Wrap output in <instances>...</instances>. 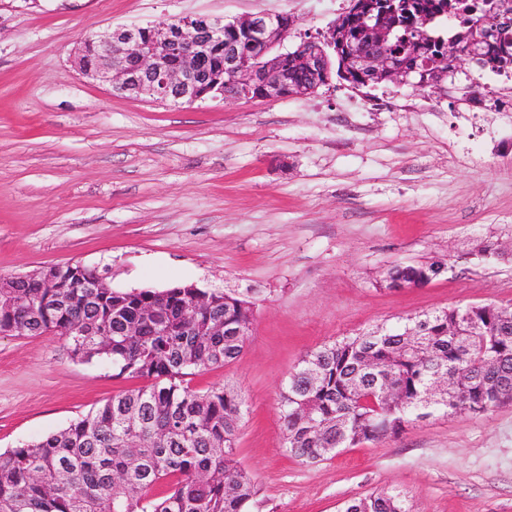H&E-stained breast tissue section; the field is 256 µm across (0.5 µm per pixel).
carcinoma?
I'll use <instances>...</instances> for the list:
<instances>
[{
	"instance_id": "obj_1",
	"label": "carcinoma",
	"mask_w": 512,
	"mask_h": 512,
	"mask_svg": "<svg viewBox=\"0 0 512 512\" xmlns=\"http://www.w3.org/2000/svg\"><path fill=\"white\" fill-rule=\"evenodd\" d=\"M478 0H410L385 20L405 34L418 13L455 19L448 34L433 30L435 48L398 44L401 62L421 67L431 50L475 36L460 11ZM484 68L512 73V59L486 45ZM288 62L293 87L323 85ZM441 261L396 265L381 285L411 276H440ZM50 273L61 287H38ZM54 266L16 288H0V332H52L82 362L106 360L117 376L149 384L106 400L42 440L0 453V512H247L257 493L237 458L245 400L228 386L204 392L191 377L235 361L249 339L251 304L200 288H93ZM141 335H124L125 325ZM222 322L236 336H214ZM438 373L461 375L451 393L425 395ZM512 401V311L488 304L447 308L346 336L306 354L282 380L279 406L286 449L303 464L338 448L400 435L424 417L488 413ZM163 488L154 495L152 491ZM340 512H413L399 493L375 491L344 503Z\"/></svg>"
}]
</instances>
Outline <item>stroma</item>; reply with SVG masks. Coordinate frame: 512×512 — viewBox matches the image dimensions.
Masks as SVG:
<instances>
[{
  "label": "stroma",
  "mask_w": 512,
  "mask_h": 512,
  "mask_svg": "<svg viewBox=\"0 0 512 512\" xmlns=\"http://www.w3.org/2000/svg\"><path fill=\"white\" fill-rule=\"evenodd\" d=\"M350 0H0V276L80 263L112 289L183 284L250 301L229 384L249 512H339L388 489L414 512H512V403L433 417L304 466L283 444L278 387L311 351L453 306L512 305V80L447 87L331 78L305 96L163 104L83 76L81 41L186 15L287 13L284 48L327 35ZM503 253L482 257L481 240ZM443 259L423 288H380L398 264ZM111 365L52 333L0 334V452L37 441L120 392Z\"/></svg>",
  "instance_id": "1"
}]
</instances>
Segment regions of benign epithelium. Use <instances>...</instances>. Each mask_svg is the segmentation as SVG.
Returning <instances> with one entry per match:
<instances>
[{
	"label": "benign epithelium",
	"instance_id": "obj_1",
	"mask_svg": "<svg viewBox=\"0 0 512 512\" xmlns=\"http://www.w3.org/2000/svg\"><path fill=\"white\" fill-rule=\"evenodd\" d=\"M383 5V0H351L349 13L359 15L361 23L358 39L346 30L338 36L332 28L325 40L305 41L291 55L276 51L288 36L277 14L231 20L243 32V37L234 42L224 41V20L203 16L181 17L173 28L120 26L104 36L85 38L78 66L82 74L110 85L116 97L145 95L159 102L185 104L204 100L210 94L229 98L224 93L226 80L243 95L257 88V97L265 99L311 94L316 87L296 93L289 90L278 63L289 56L307 70L327 67L332 49L345 63L370 74L377 83L409 84L411 71L391 52L396 34L394 27L382 20L386 12ZM468 19L475 30L512 39V0H494L491 10L471 12ZM220 48L224 49V67L211 69L208 61ZM173 55L179 60L176 67L170 63ZM471 64L482 65L477 43L454 45L419 69L415 85L439 86Z\"/></svg>",
	"mask_w": 512,
	"mask_h": 512
}]
</instances>
